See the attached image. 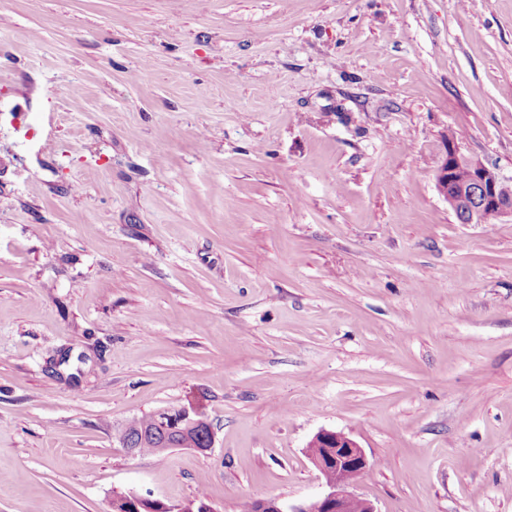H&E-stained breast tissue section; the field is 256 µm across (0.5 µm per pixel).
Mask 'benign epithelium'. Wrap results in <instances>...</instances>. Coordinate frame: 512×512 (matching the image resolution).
<instances>
[{
	"label": "benign epithelium",
	"mask_w": 512,
	"mask_h": 512,
	"mask_svg": "<svg viewBox=\"0 0 512 512\" xmlns=\"http://www.w3.org/2000/svg\"><path fill=\"white\" fill-rule=\"evenodd\" d=\"M466 165L468 178L457 176V167ZM512 179L474 155L463 153L458 143H448V151L437 168L435 187L438 194L455 214L468 224L484 223V214L494 213L498 219L512 218V196L501 193L502 185ZM170 430L181 425L197 424L195 408L165 409ZM307 457L325 479L327 492L317 500L293 504L278 498L257 501V512H376L371 501L357 495L353 488L361 475L370 468L365 450L342 432L321 430L307 445Z\"/></svg>",
	"instance_id": "1"
}]
</instances>
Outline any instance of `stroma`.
Listing matches in <instances>:
<instances>
[{
    "mask_svg": "<svg viewBox=\"0 0 512 512\" xmlns=\"http://www.w3.org/2000/svg\"><path fill=\"white\" fill-rule=\"evenodd\" d=\"M512 0H0V512H512ZM203 405L211 451L132 455ZM465 164L458 170L457 167ZM512 182L500 170L486 160L463 153L454 141L448 143V151L437 168L435 187L438 194L456 215L460 214L466 224H484V214L493 212L498 220L506 217L512 219V195L501 193L502 185ZM489 213L485 224H493L496 216ZM124 428L128 433V437L137 442H139L142 433L146 434L147 441L141 444L140 454H155V447L164 439L161 429L168 432V430L164 428L163 423L159 421L158 412L133 418ZM125 430L123 427L121 428L118 439L122 447L125 448L128 453L136 455L138 448H129V441L126 437ZM150 436L157 437L158 441L155 442V440L150 439ZM307 457L325 479L327 492L317 500L293 504L278 498L257 500V512H377L353 488L370 468L365 450L343 432L321 430L307 445Z\"/></svg>",
    "mask_w": 512,
    "mask_h": 512,
    "instance_id": "obj_1",
    "label": "stroma"
}]
</instances>
